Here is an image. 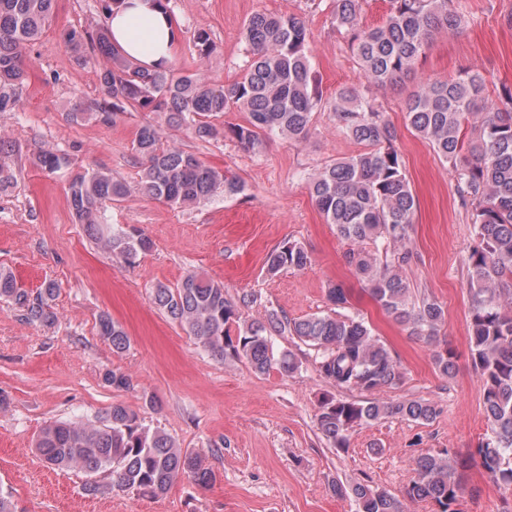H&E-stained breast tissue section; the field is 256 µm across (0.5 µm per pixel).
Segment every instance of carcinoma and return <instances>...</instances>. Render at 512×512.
Masks as SVG:
<instances>
[{
  "label": "carcinoma",
  "instance_id": "cac0c4a2",
  "mask_svg": "<svg viewBox=\"0 0 512 512\" xmlns=\"http://www.w3.org/2000/svg\"><path fill=\"white\" fill-rule=\"evenodd\" d=\"M388 2L385 23L365 28L358 18L360 0H332V23L347 40L367 85L417 79L402 111L415 133L449 164L460 198L471 208L474 234L466 258L469 356L482 383L489 432L461 463L446 451L419 458L407 490L410 499L429 501L436 512H453L450 506L465 490L460 467L478 466L494 483L512 488V88L493 100L479 72L468 70L446 81L418 76L417 62L435 35L460 34L468 19L454 0ZM53 3L0 0V114L19 106L26 80L24 52L52 21ZM65 39L76 64L100 70L98 99L75 101L69 121L108 125L130 110L157 114L161 122L139 126L132 140V152L141 161L139 193L178 208L198 204L219 190L226 197L237 196L245 184L192 153L164 145L162 127L189 129L205 142L227 135L258 153L266 135L307 140L315 113L325 107L311 62V33L298 14L256 12L248 17L240 30L241 75L224 84L173 64L145 70L112 47L106 29L95 35L72 30ZM192 44L201 59L214 49L203 27L194 30ZM331 110L340 131L365 150L314 169L308 176L310 195L325 222L349 242L346 262L372 299L408 335L430 340L437 336L445 311L434 298L412 299L403 277L415 261L410 230L417 200L395 145V131L381 106L354 87L337 91ZM235 111L249 114L248 125L226 129L216 124L224 113ZM11 152L12 145L0 139V192L16 181ZM35 164L55 173L70 167L72 159L45 145L36 152ZM67 193L76 221L94 230L113 257L131 266L151 250L152 240L142 230L107 223L109 207L128 194L126 184L111 172L80 171L71 177ZM310 264L305 247L288 242L267 255L265 272L272 277ZM57 295L52 281L30 293L17 287L12 272L0 268V298L13 302L29 322L54 325ZM327 297L337 308L332 315L290 319L270 313L247 320L243 309L253 303V296L229 299L223 283L200 273L185 275L175 288L160 283L152 291L154 305L221 361L243 360L260 374L274 366L292 374L298 369L294 354L273 349L272 336L283 333L321 351L318 371L324 379L338 389L364 393L357 400L322 398L317 426L334 448L349 446L353 427L386 417L434 420L439 410L429 401L384 402L374 397L376 391L402 382L401 366L364 319L340 313L348 304L346 288L334 284ZM99 328L113 351L128 348L126 331L110 315L100 317ZM232 328L237 330L234 336ZM434 365L440 374L453 376L455 353L448 348L436 352ZM104 382L116 390L131 387L130 378L114 369L105 372ZM35 448L47 464L85 474L89 494L105 488L161 497L183 476L202 488L216 481L204 453L187 452L168 435L144 427L137 412L122 403L112 404L95 422L73 419L45 425ZM97 475L109 482L100 484L94 480ZM351 491L357 512H402L400 501L385 490L359 482Z\"/></svg>",
  "mask_w": 512,
  "mask_h": 512
}]
</instances>
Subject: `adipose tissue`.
<instances>
[{
    "instance_id": "adipose-tissue-1",
    "label": "adipose tissue",
    "mask_w": 512,
    "mask_h": 512,
    "mask_svg": "<svg viewBox=\"0 0 512 512\" xmlns=\"http://www.w3.org/2000/svg\"><path fill=\"white\" fill-rule=\"evenodd\" d=\"M107 25L114 46L141 67L154 70L172 64L178 31L157 0H124Z\"/></svg>"
}]
</instances>
